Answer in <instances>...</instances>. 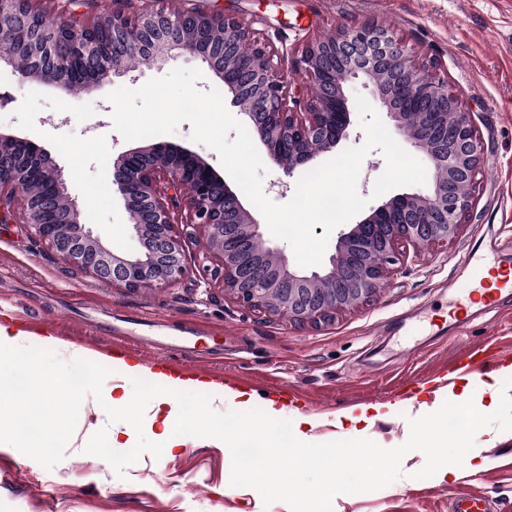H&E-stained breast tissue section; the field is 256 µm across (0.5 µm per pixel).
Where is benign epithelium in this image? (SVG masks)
Here are the masks:
<instances>
[{
	"label": "benign epithelium",
	"instance_id": "obj_1",
	"mask_svg": "<svg viewBox=\"0 0 512 512\" xmlns=\"http://www.w3.org/2000/svg\"><path fill=\"white\" fill-rule=\"evenodd\" d=\"M133 13L114 9L98 29L87 32L71 22L47 26L23 14V0H0V32L20 30L14 45L26 62H13V49L0 52V66L19 79L60 86L46 75L63 64L59 45L74 56L102 60L119 46L154 64L190 55L207 63L224 82V92L240 108L255 138L276 159L282 148L291 161L281 165L289 188L297 167L328 152L346 136L351 112L346 88L355 81L372 89L387 116L422 151L432 170L428 192L398 194L337 238L329 264L311 271L296 269L271 249L264 265L254 246L263 243L259 222L238 193L195 152L152 144L112 158V193L131 217L133 236L142 250L116 254L80 223V205L66 192L59 168L34 143L0 134V148L20 144L38 162L54 191L41 197L30 191L16 155L0 151V210L18 203L24 223L63 262L105 284L128 290L171 286L188 274L187 242L201 234L211 242L210 263L222 277L224 293L260 312H288L296 325L318 323L350 306L372 300L397 271L408 245L446 244L459 233L474 205L470 188L484 161L478 130L448 82L419 65L417 51L374 23L340 25L334 36L303 41L294 62L293 80L274 61L276 53L256 32L232 16L179 10L164 0H140ZM399 87L430 104L418 122L395 107L385 84ZM64 200L72 223L58 231L53 216Z\"/></svg>",
	"mask_w": 512,
	"mask_h": 512
}]
</instances>
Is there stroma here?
I'll list each match as a JSON object with an SVG mask.
<instances>
[{
  "instance_id": "obj_1",
  "label": "stroma",
  "mask_w": 512,
  "mask_h": 512,
  "mask_svg": "<svg viewBox=\"0 0 512 512\" xmlns=\"http://www.w3.org/2000/svg\"><path fill=\"white\" fill-rule=\"evenodd\" d=\"M184 9L231 15L269 40L290 66L310 36L333 35L338 25L373 22L417 47L473 116L484 167L476 205L448 244L407 246L402 266L366 303L319 323L297 325L286 314L252 310L225 295L207 269L205 236L188 242L189 275L171 287L130 291L106 285L61 261L22 221L20 210L0 222V324L31 338L29 354L43 372L82 376L78 391L53 394L58 408L48 430L93 417L104 408L119 373L96 355L131 357L256 394L247 411L214 401L204 391L172 390L184 409L183 447L160 453L141 433L135 447L104 454L105 433L86 448L71 443L0 455V512H307L317 501L322 462L288 451L264 459L270 483L242 475L231 451L210 437L214 426L260 428L276 435L296 412L318 420L317 435L340 447L350 439L338 415L361 405L390 403L391 416L360 429L372 455L347 457L359 486L337 494L332 512H448V500L481 491L512 512V440L488 444L482 429L449 440L442 455L411 450L407 435L419 428L417 389L444 386L456 359L482 346L488 369L512 365V300L494 309L448 315L450 287L470 271L459 257L479 249L485 265L512 268V0H172ZM176 68L200 71L202 90L224 83L200 59L184 55L165 64L136 62L131 72L94 89L66 90L19 81L0 67V133L35 142L63 171L81 220L118 254L139 248L130 218L112 193V158L131 149L114 131L109 94L137 88ZM51 337L56 347L43 345ZM88 359L72 356V349ZM282 399L284 412L269 419L264 401ZM488 460L482 473L466 472L467 451ZM461 471L454 482L437 478L441 466Z\"/></svg>"
}]
</instances>
